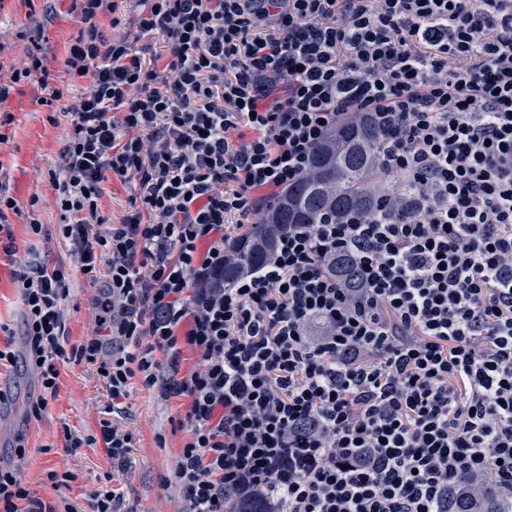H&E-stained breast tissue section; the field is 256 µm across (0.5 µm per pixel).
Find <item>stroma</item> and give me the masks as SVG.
Wrapping results in <instances>:
<instances>
[{
  "label": "stroma",
  "instance_id": "obj_1",
  "mask_svg": "<svg viewBox=\"0 0 512 512\" xmlns=\"http://www.w3.org/2000/svg\"><path fill=\"white\" fill-rule=\"evenodd\" d=\"M71 0H0V38L13 41L17 36L40 32L43 45L53 61V83L68 89L72 81L65 70V48L78 31L69 16ZM38 91L32 84L13 89L0 109L11 111L14 121L11 137L0 144V183L21 205L10 215L15 244L26 251L36 244L27 235L31 219L43 224L53 256L68 259V248L57 237L60 221L55 195L49 181L37 179V171L53 168L68 127L66 117L50 122V111L36 101ZM38 195L37 205H30L31 195ZM23 302L13 287L6 261H0V324L9 327L12 348L18 362L0 368V464L13 461L17 442H25L28 457L23 471L32 496L50 503L56 512H87L89 496L94 491H112L119 499L120 512H172L169 493L161 481L169 473L172 456L185 439L184 431L174 422L187 411L186 399L161 401L141 382H134L125 413L110 414V400L94 370L86 363L63 362L58 366L59 391L42 418L30 414L32 401L40 388L36 372L25 363L27 339L21 331ZM131 431L135 443L122 462H114L104 449L82 447L66 451L62 428L95 431L101 418ZM165 436V448H158V436ZM67 468L72 478L56 487L45 479L51 469Z\"/></svg>",
  "mask_w": 512,
  "mask_h": 512
}]
</instances>
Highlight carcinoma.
Here are the masks:
<instances>
[{
	"label": "carcinoma",
	"instance_id": "carcinoma-1",
	"mask_svg": "<svg viewBox=\"0 0 512 512\" xmlns=\"http://www.w3.org/2000/svg\"><path fill=\"white\" fill-rule=\"evenodd\" d=\"M382 139L367 113L343 118L312 150L308 172L282 190L236 248L234 261L224 266V285L272 255L276 236L290 224H316L323 217L344 220L377 211L381 192L391 177L381 159ZM349 280L357 277L353 259L342 255L331 262ZM448 512H512V500L479 481L448 495Z\"/></svg>",
	"mask_w": 512,
	"mask_h": 512
}]
</instances>
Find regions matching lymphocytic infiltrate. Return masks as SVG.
I'll list each match as a JSON object with an SVG mask.
<instances>
[{
    "mask_svg": "<svg viewBox=\"0 0 512 512\" xmlns=\"http://www.w3.org/2000/svg\"><path fill=\"white\" fill-rule=\"evenodd\" d=\"M75 0L54 87L40 46L0 78L70 120L49 182L76 268L20 254L0 185V251L24 305L41 417L57 361L96 366L114 413L134 380L186 397L167 477L174 512H447L478 477L512 497V0ZM115 26L109 34L98 20ZM369 112L408 214L327 217L279 235L225 286L237 232L303 176L338 121ZM142 209L106 230L110 180ZM346 253L359 287L326 272ZM96 285L93 336L65 343L74 272ZM193 354L184 365V351ZM113 461L129 431L63 430ZM16 465L0 512H55Z\"/></svg>",
    "mask_w": 512,
    "mask_h": 512,
    "instance_id": "obj_1",
    "label": "lymphocytic infiltrate"
}]
</instances>
